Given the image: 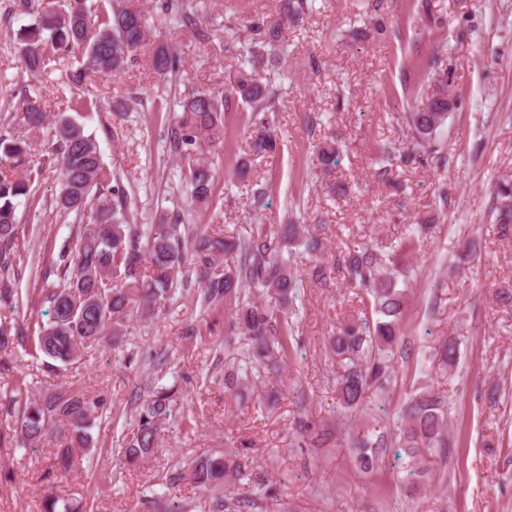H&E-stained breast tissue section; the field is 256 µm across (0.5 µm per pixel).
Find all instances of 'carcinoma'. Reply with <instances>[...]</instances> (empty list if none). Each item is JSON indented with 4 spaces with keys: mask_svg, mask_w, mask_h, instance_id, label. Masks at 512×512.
Listing matches in <instances>:
<instances>
[{
    "mask_svg": "<svg viewBox=\"0 0 512 512\" xmlns=\"http://www.w3.org/2000/svg\"><path fill=\"white\" fill-rule=\"evenodd\" d=\"M285 22L264 19L249 21L256 38L240 46L242 65L255 67L263 59L262 49L283 42L287 23H296L309 10V0H284ZM163 15L174 21L188 39L201 40L207 31L199 24L191 0H161ZM100 5L87 0H66L64 8L44 10L37 20L15 33V44L30 75H37L44 62L46 47L59 51H79L83 65L65 73L66 85L83 92L84 104H93L90 87L94 78H109L124 70L128 60L148 38L149 24L137 0H112L111 14L100 17ZM155 72L172 78L180 70L179 58L164 45L156 47L152 57ZM282 84L272 78L256 84L241 73L232 91L251 110L260 115L253 122V154L266 158L275 153L277 139L267 113L278 108ZM24 111L21 121L30 130L45 125L46 111L40 98L22 91ZM452 101L441 92L429 99L424 108L406 115L413 131V147L398 151L390 146L380 149L382 169L422 163L441 151L439 134L448 121ZM178 127L167 135L170 154L185 163V188L200 205L209 202L214 175L205 156L206 148L223 131L224 97L210 91L191 90L182 101ZM81 115H61L53 123L56 168L60 184L56 207L87 217L77 225L71 242L60 253L63 278L51 284L43 279L37 296L50 305L46 324L30 329L28 323L0 322V373L14 369L15 346L33 337V347L50 360L56 370L78 360L93 343L112 340L116 350L122 347L126 322L133 317L152 318L169 308L188 279L182 269H194L195 292L206 308L234 303L235 323L244 336L243 359L224 367V387L239 400L248 399L245 386L263 374L277 371L274 350L287 351L292 320L289 298L303 286L296 270V259L317 256L322 245L301 224H256L248 236L230 241L211 234L196 224H185L179 217L159 224H131L127 218L128 194L118 170L108 171L103 164L94 137L85 132ZM0 149L15 167L29 164L30 143L7 131L0 134ZM317 161L329 173L340 162V149L333 143L318 147ZM31 178L0 173V308L13 311L28 305L16 282L21 280L24 254L19 249L20 226L16 209L19 199L29 197ZM495 223L501 236H512V183L497 185ZM427 225L419 224L406 241L383 252L364 243L346 258L349 285L357 289L360 310L330 337L333 353L343 362L336 378L340 407L359 413L386 395L392 384V349L400 336V321L405 308V290L398 279L407 277L409 265L405 252L414 239L425 234ZM228 252L237 255L234 268L224 267ZM35 335H30V332ZM435 356L445 366L454 365L457 344L448 339L436 348ZM17 381L4 394L5 414L10 417L8 434L0 433V442L9 440L35 446L54 430L58 435L55 470L67 474L74 466V449L93 444L91 430L102 419L106 398L91 397L63 387L36 397ZM179 388L155 387L135 407L131 433L124 436L120 449L133 462L158 447L165 425L178 413ZM400 426L385 435L374 429L357 432L351 438L355 448V466L367 473L379 464L388 448L395 457L408 458L405 472L416 491L432 465L448 457V425L451 402L428 387L416 389L403 412ZM242 475L239 453L207 455L183 464L182 471L166 476L169 484L189 479L214 496H221L224 484ZM43 512H87V503L62 500L48 494Z\"/></svg>",
    "mask_w": 512,
    "mask_h": 512,
    "instance_id": "carcinoma-1",
    "label": "carcinoma"
}]
</instances>
